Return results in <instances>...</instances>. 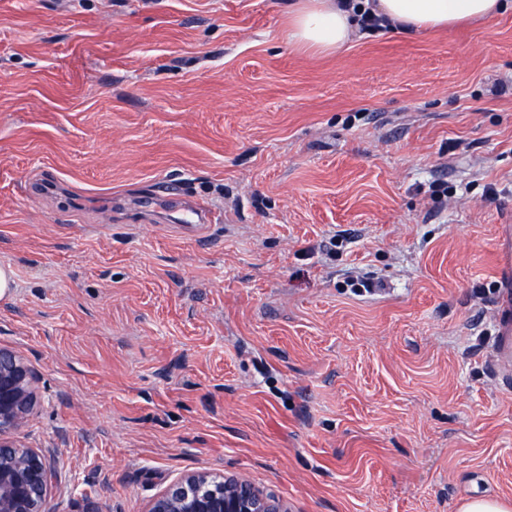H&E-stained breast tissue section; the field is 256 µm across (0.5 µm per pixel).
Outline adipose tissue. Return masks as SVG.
Here are the masks:
<instances>
[{"instance_id": "obj_1", "label": "adipose tissue", "mask_w": 512, "mask_h": 512, "mask_svg": "<svg viewBox=\"0 0 512 512\" xmlns=\"http://www.w3.org/2000/svg\"><path fill=\"white\" fill-rule=\"evenodd\" d=\"M512 6V0H372L371 11L393 27L409 31L454 29L489 20ZM359 31L339 0H296L288 13V38L320 54H334Z\"/></svg>"}]
</instances>
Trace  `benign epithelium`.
I'll list each match as a JSON object with an SVG mask.
<instances>
[{
  "mask_svg": "<svg viewBox=\"0 0 512 512\" xmlns=\"http://www.w3.org/2000/svg\"><path fill=\"white\" fill-rule=\"evenodd\" d=\"M37 377L16 352L0 347V512H47L54 470L37 448L11 440L37 401ZM147 512H285L248 480L220 481L207 471L181 475L149 504Z\"/></svg>",
  "mask_w": 512,
  "mask_h": 512,
  "instance_id": "obj_1",
  "label": "benign epithelium"
}]
</instances>
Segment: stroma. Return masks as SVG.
Here are the masks:
<instances>
[{
	"label": "stroma",
	"instance_id": "stroma-1",
	"mask_svg": "<svg viewBox=\"0 0 512 512\" xmlns=\"http://www.w3.org/2000/svg\"><path fill=\"white\" fill-rule=\"evenodd\" d=\"M291 0H0V346L48 512L181 474L286 512L512 499V10L288 40ZM220 212L195 231L155 212ZM512 334V331H511ZM507 323L499 318L496 359L493 364L501 383L508 387L512 382V336Z\"/></svg>",
	"mask_w": 512,
	"mask_h": 512
}]
</instances>
